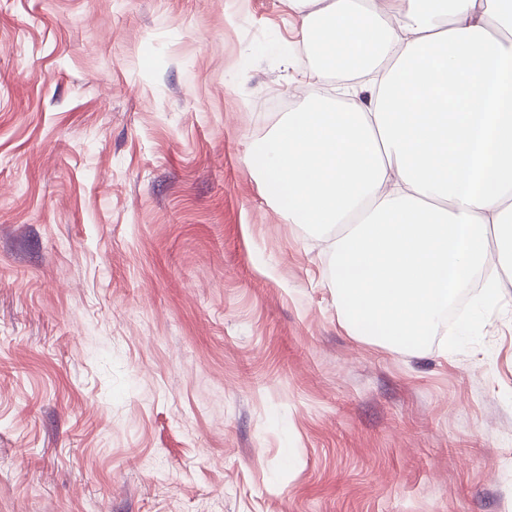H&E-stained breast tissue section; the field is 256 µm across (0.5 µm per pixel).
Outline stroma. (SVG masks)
<instances>
[{
    "mask_svg": "<svg viewBox=\"0 0 512 512\" xmlns=\"http://www.w3.org/2000/svg\"><path fill=\"white\" fill-rule=\"evenodd\" d=\"M287 0H0V512H512V272L357 338L250 163Z\"/></svg>",
    "mask_w": 512,
    "mask_h": 512,
    "instance_id": "1",
    "label": "stroma"
}]
</instances>
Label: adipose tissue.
<instances>
[{
	"label": "adipose tissue",
	"mask_w": 512,
	"mask_h": 512,
	"mask_svg": "<svg viewBox=\"0 0 512 512\" xmlns=\"http://www.w3.org/2000/svg\"><path fill=\"white\" fill-rule=\"evenodd\" d=\"M290 2L315 77L354 81L336 99L300 87L258 150L263 192L320 231L355 336L422 348L512 255V0Z\"/></svg>",
	"instance_id": "obj_1"
}]
</instances>
